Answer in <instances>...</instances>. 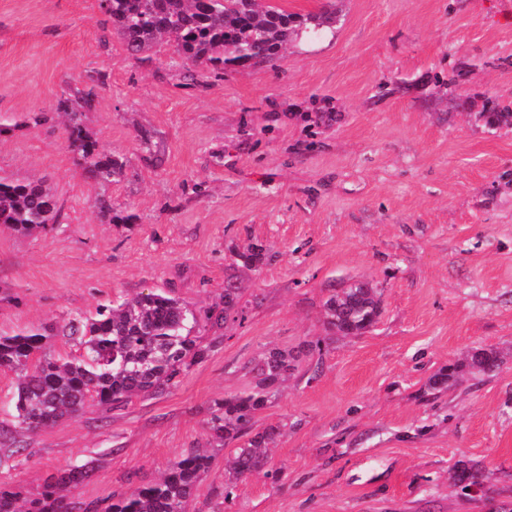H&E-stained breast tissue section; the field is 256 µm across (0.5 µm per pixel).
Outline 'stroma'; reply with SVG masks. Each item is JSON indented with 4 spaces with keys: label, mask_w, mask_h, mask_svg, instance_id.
I'll list each match as a JSON object with an SVG mask.
<instances>
[{
    "label": "stroma",
    "mask_w": 512,
    "mask_h": 512,
    "mask_svg": "<svg viewBox=\"0 0 512 512\" xmlns=\"http://www.w3.org/2000/svg\"><path fill=\"white\" fill-rule=\"evenodd\" d=\"M336 8L334 34L193 81L169 43L129 56L98 0H0V118L48 115L0 135V176L43 182L64 213L30 235L0 227V333L151 290L220 308L230 281L246 308L243 323L200 326L205 356L178 386L86 406L18 447L0 436V482L34 496L85 464L75 497L89 502L157 479L207 448L215 402L277 348L295 367L254 427L285 425L270 451L281 480L252 476L224 502L214 451L188 512H512V126L477 118L512 106V0ZM93 80L86 123L125 162L106 187L84 178L55 112ZM102 197L128 222L101 218ZM250 244L255 268L237 255ZM353 279L381 290L382 312L337 337L322 304ZM487 347L497 376L429 390ZM460 460L486 469L485 493L451 484Z\"/></svg>",
    "instance_id": "stroma-1"
}]
</instances>
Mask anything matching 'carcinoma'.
Returning <instances> with one entry per match:
<instances>
[{
  "mask_svg": "<svg viewBox=\"0 0 512 512\" xmlns=\"http://www.w3.org/2000/svg\"><path fill=\"white\" fill-rule=\"evenodd\" d=\"M126 52L148 59L152 48L167 41L195 68L215 76L224 69H245L275 61L288 43L303 36L319 38L336 29V5L316 11L290 12L271 0H99ZM94 88L77 89L59 101L67 116L68 147L82 161L86 179L108 186L124 169L122 158L99 149L85 124ZM488 126L512 124L511 112H481ZM61 205L50 189L35 181L0 178V225L17 232L56 224ZM240 289L224 287V308L198 312L165 293L149 292L112 305H101L93 315H69L52 324L14 335H0V369L18 373L12 392L16 428L35 432L65 419H73L92 403L123 407L133 399L175 386L190 364L202 358L194 336L199 323L213 327L245 320ZM330 331L338 336H362L377 323L382 311L379 289L356 280L348 288H335L323 303ZM58 339L76 347L66 356L46 353ZM294 357L270 350L252 362L254 384L215 404L207 429L220 448L241 441L232 450V466L224 483V499L232 495L231 482L263 470L268 464L264 448L282 434L281 426L253 428L260 410L276 398L293 370ZM502 361L493 348L476 349L460 365L443 369L429 380L433 390L448 387L463 370L490 376ZM212 457L192 451L168 464L159 480L130 493L112 494L104 501L70 499L85 478L84 466L62 469L49 476L35 497L20 487L0 483V512H185L196 485L210 470ZM456 485H486L488 474L460 460L453 470Z\"/></svg>",
  "mask_w": 512,
  "mask_h": 512,
  "instance_id": "cac0c4a2",
  "label": "carcinoma"
}]
</instances>
